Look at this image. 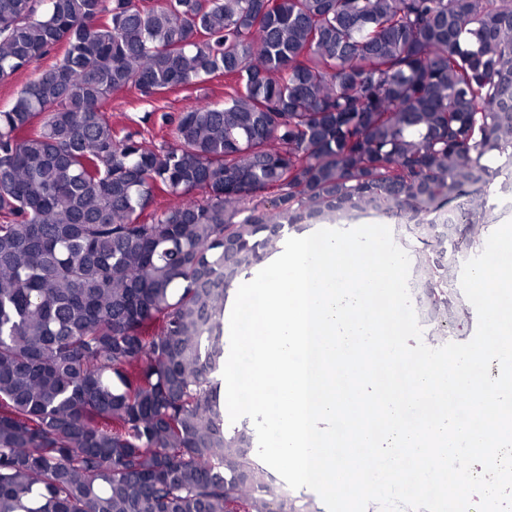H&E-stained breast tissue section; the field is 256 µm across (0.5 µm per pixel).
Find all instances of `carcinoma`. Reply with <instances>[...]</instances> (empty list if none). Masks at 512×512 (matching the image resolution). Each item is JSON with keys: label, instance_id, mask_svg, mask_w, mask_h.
<instances>
[{"label": "carcinoma", "instance_id": "cac0c4a2", "mask_svg": "<svg viewBox=\"0 0 512 512\" xmlns=\"http://www.w3.org/2000/svg\"><path fill=\"white\" fill-rule=\"evenodd\" d=\"M0 512H308L224 425V301L284 228L415 225L418 306L512 192V0H0ZM171 149L103 110L206 76ZM166 194L177 206L155 207ZM34 76L35 70L31 66L18 71L8 82H0V109L7 108L21 87L31 81Z\"/></svg>", "mask_w": 512, "mask_h": 512}]
</instances>
